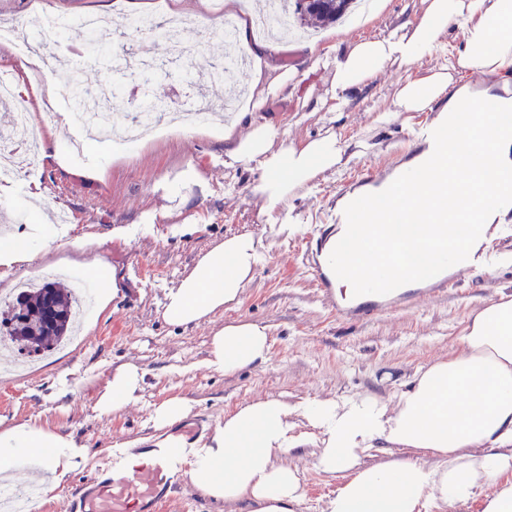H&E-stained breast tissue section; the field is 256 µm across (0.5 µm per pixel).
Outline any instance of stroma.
<instances>
[{
  "label": "stroma",
  "instance_id": "35a3bbf8",
  "mask_svg": "<svg viewBox=\"0 0 512 512\" xmlns=\"http://www.w3.org/2000/svg\"><path fill=\"white\" fill-rule=\"evenodd\" d=\"M142 2L134 13L114 0H0V20L16 23L32 38L35 20L58 14L73 20L65 39L93 46L95 53L68 66L50 65L55 88L75 77L91 89L112 83L117 112L130 111L131 87L140 99L164 107L188 104L201 89L159 41L134 33L131 21L139 13L159 20L189 16L216 31L225 0ZM420 9L421 0H387L374 22L337 26V52L415 21ZM90 14L109 16L110 23L89 39L75 22ZM461 45V30L450 29L431 55L403 69H385L339 112L314 109L331 87L330 72L321 69L306 74L294 98H271L256 112V120L281 122L295 143L331 131L346 147L336 172L318 176L289 200L285 230L269 222L250 191L258 164L225 168L220 119L202 121L189 134L164 131L120 152L101 141L63 165L57 155L71 134V107L58 101L60 120L39 130L38 167L18 182L0 184V227L35 240L44 217L64 211L71 221L58 225L50 248L8 267L7 278L0 279V303L17 283L34 281L31 267L82 272L98 256L111 267L118 288L105 311L91 313V328L79 340L0 380V429L25 420L85 447L86 464L67 475L75 483L116 454L172 435V428L156 429L153 413L179 397L190 406L181 425L193 433L188 456L194 463L212 447L216 426L239 406L265 397L292 406L355 395L388 399L417 368L455 350L470 312L499 292L512 293V217L497 222L498 247L484 265L464 274L447 294L420 297L367 321L337 318L303 253L307 239L333 222L342 192L356 191L363 169L377 173L397 166L416 149L414 131L430 114L395 111V85L428 75ZM242 233L261 237L265 249L240 304L186 328L167 324L162 313L168 293L210 249ZM240 321L268 327L270 354L265 363L227 375L210 366V344L224 325ZM128 364L144 372L137 400L102 413L99 400L108 381ZM312 452L306 445L291 455L305 487L298 512H322L337 487L335 477L315 468Z\"/></svg>",
  "mask_w": 512,
  "mask_h": 512
}]
</instances>
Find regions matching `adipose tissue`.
I'll return each instance as SVG.
<instances>
[{
	"label": "adipose tissue",
	"mask_w": 512,
	"mask_h": 512,
	"mask_svg": "<svg viewBox=\"0 0 512 512\" xmlns=\"http://www.w3.org/2000/svg\"><path fill=\"white\" fill-rule=\"evenodd\" d=\"M413 23L388 36L351 43L342 56L311 58V69L333 68L330 96L320 108L338 112L387 66H408L424 58L447 36L463 30V44L447 65L418 79L397 84L393 105L400 112L439 110L440 120L458 123L456 157L438 164L421 159L423 186L401 203L359 210L353 260L335 282L352 296L361 274L382 266L390 241L402 242L409 257L434 262L428 243H453L464 250L476 243L501 211L497 196L512 192V127L497 125L493 107L512 87V0H423ZM238 39L252 58L249 104L260 110L268 98L291 94L296 72L281 70L277 45L251 43L247 25ZM476 75L479 90L457 85L458 73ZM271 122L251 123L246 134L227 125L224 164L258 163L261 174L251 187L267 213L287 206L297 190L317 175L340 166L345 147L335 134L296 145ZM464 172L473 187L463 224L443 225L434 198L445 192L452 174ZM260 239L250 234L227 238L203 256L167 297L163 317L186 327L227 304L241 301L262 255ZM266 326L255 322L225 325L213 336L210 363L235 373L267 361ZM144 373L136 365L120 368L100 399L109 413L134 401ZM320 429L314 463L340 484L324 512H447L479 504L481 512H512V293L500 295L468 316L459 348L418 368L393 398L373 396L324 399L299 408L274 398L240 407L225 418L215 445L189 474L190 482L215 502L246 503L250 512H295L305 492L289 457L308 443L293 436V414ZM385 458L366 463L373 448ZM399 448L420 458L396 456ZM50 457L54 478L81 465L82 447L42 427L23 424L0 430V472L17 474Z\"/></svg>",
	"instance_id": "ef3b65f1"
}]
</instances>
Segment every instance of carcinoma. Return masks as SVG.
<instances>
[{
	"label": "carcinoma",
	"mask_w": 512,
	"mask_h": 512,
	"mask_svg": "<svg viewBox=\"0 0 512 512\" xmlns=\"http://www.w3.org/2000/svg\"><path fill=\"white\" fill-rule=\"evenodd\" d=\"M294 22L319 28L346 17L356 0H280ZM74 291L61 282H46L18 294L0 309V341L21 356L40 355L57 347L74 327Z\"/></svg>",
	"instance_id": "carcinoma-1"
}]
</instances>
